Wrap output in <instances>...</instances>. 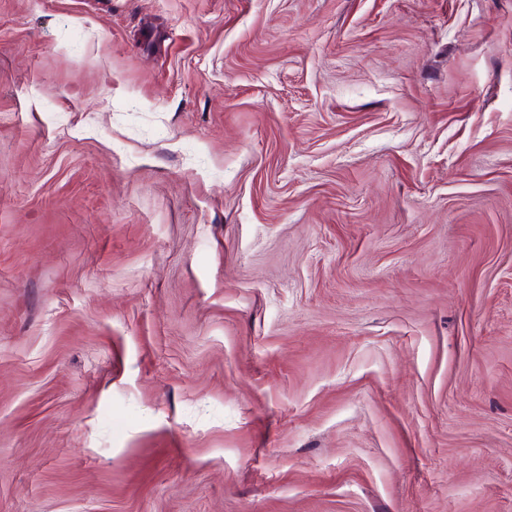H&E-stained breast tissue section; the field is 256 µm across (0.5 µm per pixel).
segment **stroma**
Masks as SVG:
<instances>
[{
    "label": "stroma",
    "instance_id": "35a3bbf8",
    "mask_svg": "<svg viewBox=\"0 0 512 512\" xmlns=\"http://www.w3.org/2000/svg\"><path fill=\"white\" fill-rule=\"evenodd\" d=\"M0 512H512V0H0Z\"/></svg>",
    "mask_w": 512,
    "mask_h": 512
}]
</instances>
